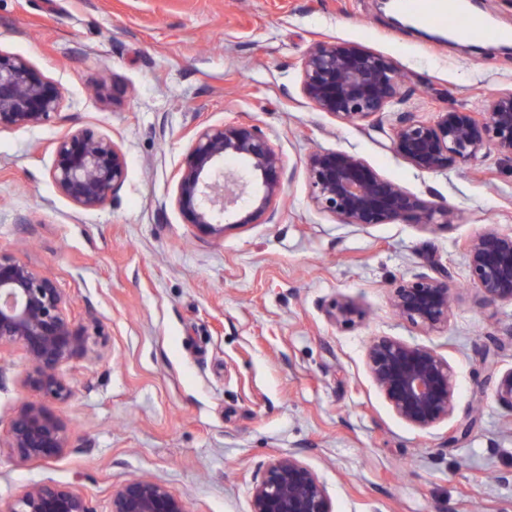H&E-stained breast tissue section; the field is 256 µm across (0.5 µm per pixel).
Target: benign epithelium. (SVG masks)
Returning <instances> with one entry per match:
<instances>
[{"label": "benign epithelium", "instance_id": "1", "mask_svg": "<svg viewBox=\"0 0 512 512\" xmlns=\"http://www.w3.org/2000/svg\"><path fill=\"white\" fill-rule=\"evenodd\" d=\"M300 89L315 110L342 122H377L410 88L394 62L369 48L329 40L310 46L300 61ZM62 91L22 55L0 51V130L32 128L59 113ZM397 155L421 172L468 165L489 151L512 161V89L493 93L483 116L449 108L434 121L400 112L391 128ZM282 158L254 125H203L182 157L173 202L187 221L214 237L234 224L268 223L283 193ZM313 205L341 224H450L443 201H428L388 180L359 156L311 152L305 162ZM51 177L60 192L85 210L103 206L127 177V163L111 139L87 130L62 137ZM469 284L485 305L512 304V233L490 228L465 246ZM450 276L419 275L392 289L397 315L425 330L448 323ZM68 301L44 271L0 251V348L19 345L30 370L26 385L37 399L16 409L6 447L23 462H47L71 445L45 406L70 399L62 368L100 356L106 345L99 322L74 321ZM368 367L393 411L426 430L454 415L455 382L448 359L436 349L381 336L368 351ZM497 401L512 411V369L497 380ZM0 512H94L77 488L52 481L30 486ZM110 512H185L163 482L126 479L112 488ZM251 512H335L319 477L292 454L271 460L256 480Z\"/></svg>", "mask_w": 512, "mask_h": 512}]
</instances>
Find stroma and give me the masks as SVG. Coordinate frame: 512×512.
Segmentation results:
<instances>
[{
  "label": "stroma",
  "mask_w": 512,
  "mask_h": 512,
  "mask_svg": "<svg viewBox=\"0 0 512 512\" xmlns=\"http://www.w3.org/2000/svg\"><path fill=\"white\" fill-rule=\"evenodd\" d=\"M321 40L360 44L410 74L402 110L436 120L512 88V54L437 42L395 25L377 0H0V50L26 56L64 94L45 124L0 132V250L50 274L76 320L95 317L99 358L63 369L75 390L49 411L72 446L48 462L0 450V504L32 484L75 486L109 512L113 486L166 483L186 512H250L268 462L298 456L335 512H512V411L484 363L501 342L512 369V305L479 304L464 286V245L512 232V163L422 173L390 143L394 113L358 127L310 108L299 66ZM251 122L284 161L273 222L202 234L172 204L175 172L202 124ZM113 139L128 173L101 208L52 182L70 131ZM362 157L382 176L454 207L452 224L356 228L316 210L313 150ZM448 267L460 290L439 330L399 319L390 290ZM360 315L336 319L338 302ZM389 336L437 349L456 380L451 419L421 430L398 417L367 367ZM24 349L0 348V439L24 385ZM473 419L469 435L448 432Z\"/></svg>",
  "instance_id": "1"
}]
</instances>
